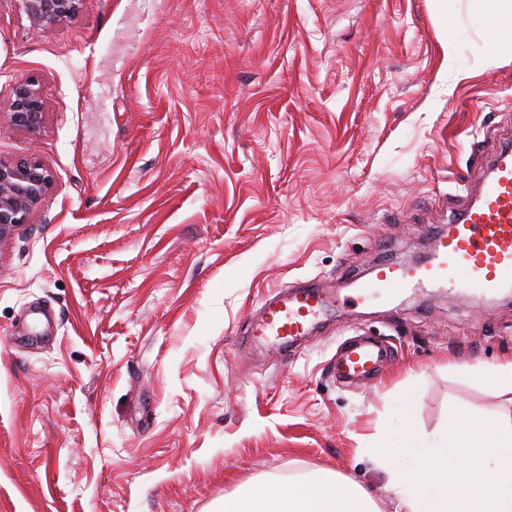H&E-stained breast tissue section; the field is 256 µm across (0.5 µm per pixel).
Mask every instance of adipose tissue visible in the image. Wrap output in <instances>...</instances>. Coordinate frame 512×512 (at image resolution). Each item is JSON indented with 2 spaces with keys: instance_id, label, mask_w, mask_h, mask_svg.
<instances>
[{
  "instance_id": "1",
  "label": "adipose tissue",
  "mask_w": 512,
  "mask_h": 512,
  "mask_svg": "<svg viewBox=\"0 0 512 512\" xmlns=\"http://www.w3.org/2000/svg\"><path fill=\"white\" fill-rule=\"evenodd\" d=\"M488 48L497 53L512 40V0H480ZM215 512H378L370 493L358 483L325 470L290 481L287 489L266 482L239 486Z\"/></svg>"
}]
</instances>
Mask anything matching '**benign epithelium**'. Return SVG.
I'll list each match as a JSON object with an SVG mask.
<instances>
[{
    "mask_svg": "<svg viewBox=\"0 0 512 512\" xmlns=\"http://www.w3.org/2000/svg\"><path fill=\"white\" fill-rule=\"evenodd\" d=\"M35 28L52 25L76 15L82 0H18ZM45 116V104L33 83L22 79L14 84L7 109L12 127L38 130ZM53 185L52 173L34 158L0 161V240L15 227L26 223L43 204Z\"/></svg>",
    "mask_w": 512,
    "mask_h": 512,
    "instance_id": "7a95c632",
    "label": "benign epithelium"
}]
</instances>
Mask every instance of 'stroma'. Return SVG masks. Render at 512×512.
Instances as JSON below:
<instances>
[{
	"label": "stroma",
	"mask_w": 512,
	"mask_h": 512,
	"mask_svg": "<svg viewBox=\"0 0 512 512\" xmlns=\"http://www.w3.org/2000/svg\"><path fill=\"white\" fill-rule=\"evenodd\" d=\"M25 78L44 122L0 128V160L54 183L0 240V512H212L323 469L397 512L370 450L405 397L425 446L449 409L507 412L463 368L512 357V304L339 302L512 138V46L489 55L469 0H83L41 29L0 0V110ZM301 281L331 299L315 328L253 336ZM361 335L393 360L342 381Z\"/></svg>",
	"instance_id": "1"
}]
</instances>
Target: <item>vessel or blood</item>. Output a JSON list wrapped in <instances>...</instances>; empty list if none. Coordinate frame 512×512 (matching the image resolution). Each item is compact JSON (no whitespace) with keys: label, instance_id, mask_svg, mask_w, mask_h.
I'll return each instance as SVG.
<instances>
[{"label":"vessel or blood","instance_id":"vessel-or-blood-1","mask_svg":"<svg viewBox=\"0 0 512 512\" xmlns=\"http://www.w3.org/2000/svg\"><path fill=\"white\" fill-rule=\"evenodd\" d=\"M415 283L479 296L512 288L511 142L498 147L475 199L450 215L447 228L434 236L427 261L415 265L381 261L370 282L348 300L357 304L376 291L393 293ZM325 303L319 285L306 282L266 303L256 333L283 343L294 341L306 334ZM391 356L390 350L375 345H354L343 354L337 370L348 378L365 376L378 371Z\"/></svg>","mask_w":512,"mask_h":512}]
</instances>
